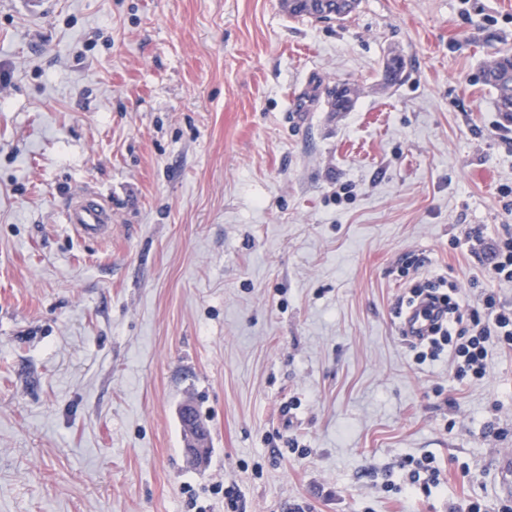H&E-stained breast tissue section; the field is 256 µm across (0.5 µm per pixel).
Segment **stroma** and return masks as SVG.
<instances>
[{
  "mask_svg": "<svg viewBox=\"0 0 512 512\" xmlns=\"http://www.w3.org/2000/svg\"><path fill=\"white\" fill-rule=\"evenodd\" d=\"M505 49L512 0H0V512H225V485L242 512H502L512 349L456 382L396 309L439 276L512 305L456 245L512 225ZM86 190L106 242L65 222ZM423 454L429 496L364 476ZM484 82L495 94V105L499 112L512 117V54L499 53L482 67Z\"/></svg>",
  "mask_w": 512,
  "mask_h": 512,
  "instance_id": "obj_1",
  "label": "stroma"
}]
</instances>
